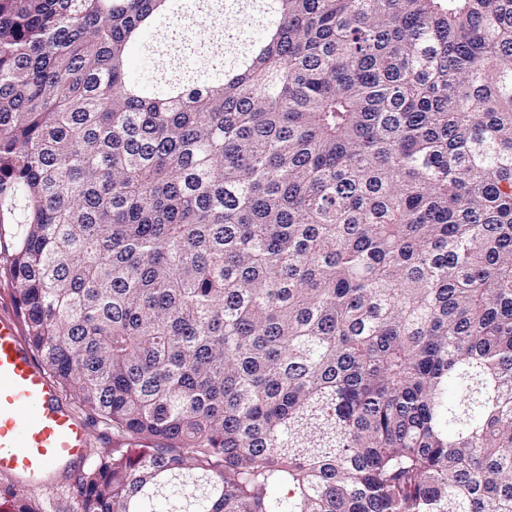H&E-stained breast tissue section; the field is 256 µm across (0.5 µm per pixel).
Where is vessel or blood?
Returning a JSON list of instances; mask_svg holds the SVG:
<instances>
[{"label": "vessel or blood", "mask_w": 512, "mask_h": 512, "mask_svg": "<svg viewBox=\"0 0 512 512\" xmlns=\"http://www.w3.org/2000/svg\"><path fill=\"white\" fill-rule=\"evenodd\" d=\"M87 448L86 423L62 403L15 319L0 315V474L42 485Z\"/></svg>", "instance_id": "b4317fda"}]
</instances>
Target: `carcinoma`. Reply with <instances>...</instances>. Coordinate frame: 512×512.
Wrapping results in <instances>:
<instances>
[{"label": "carcinoma", "mask_w": 512, "mask_h": 512, "mask_svg": "<svg viewBox=\"0 0 512 512\" xmlns=\"http://www.w3.org/2000/svg\"><path fill=\"white\" fill-rule=\"evenodd\" d=\"M0 257L81 512H512V0H0Z\"/></svg>", "instance_id": "1"}]
</instances>
